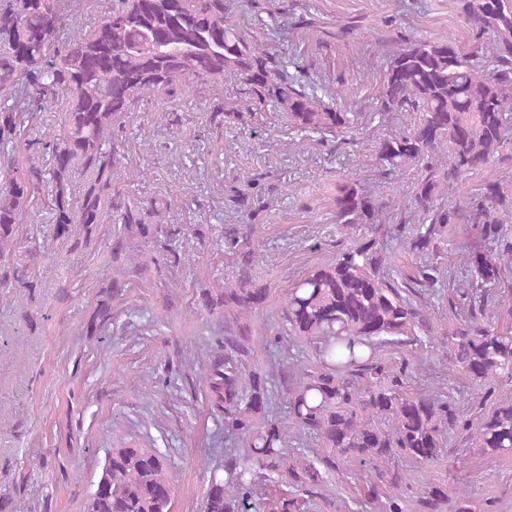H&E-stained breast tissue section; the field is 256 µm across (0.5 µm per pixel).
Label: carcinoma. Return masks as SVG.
<instances>
[{
	"mask_svg": "<svg viewBox=\"0 0 512 512\" xmlns=\"http://www.w3.org/2000/svg\"><path fill=\"white\" fill-rule=\"evenodd\" d=\"M94 2L0 0V262L17 244V226L43 201L45 185L59 237L86 241L111 212L127 236L159 241L168 201L125 199L114 172L124 157L129 115L176 101L193 84L236 74L246 85L247 105L271 107L323 142L350 139L348 113L339 105L347 89L336 88L332 102L318 95L319 84L297 62L251 27L232 22L227 0H112L87 31L82 15ZM456 8L470 35L468 49L454 37H398L376 95L379 112L418 115L406 132L379 144L377 157L385 174L422 167L400 223L414 225L401 240L403 251L426 263L401 284L384 275L371 238L345 245L292 282L283 320L289 335L312 348L313 362L288 388L286 419L268 418L267 379L246 372L243 362L253 352L254 317L269 295L249 274L256 225L227 240L239 254L235 279L201 289L202 308L224 315L204 386L210 407L244 444L241 454L210 468L203 512H303L305 497L323 482L321 469L349 464L374 474L368 490L384 501V512H404L400 489L407 476L385 465L396 456L434 460L448 431L483 454L512 456V403L462 418L449 399L405 393L414 359L393 371L379 354L386 343L413 342L415 328L428 326L413 296L441 276L429 255L448 226L468 224L469 285L448 297L450 308L464 310L466 318L448 325L443 345L476 383L512 379V325L488 311L496 296L512 300V181L491 172L495 160L512 162V0H456ZM58 106L60 132L48 144L45 171L34 160L38 140L31 133L41 113ZM210 109L225 119L240 112L221 97ZM77 163L90 178L76 198ZM478 173L482 184L466 201L435 205L439 189ZM333 202L338 224L386 223L387 204L355 180L336 183ZM148 217L153 222L146 223ZM292 429L321 440L326 453L319 464L290 452ZM270 473L284 479L286 489L257 502L254 490ZM175 498L160 452L111 448L86 512H174ZM421 504L424 512H443L448 485L425 487Z\"/></svg>",
	"mask_w": 512,
	"mask_h": 512,
	"instance_id": "cac0c4a2",
	"label": "carcinoma"
}]
</instances>
